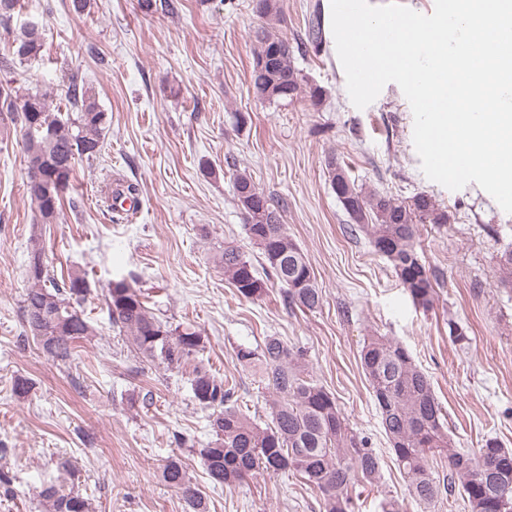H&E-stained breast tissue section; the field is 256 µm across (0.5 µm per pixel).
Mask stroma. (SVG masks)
I'll use <instances>...</instances> for the list:
<instances>
[{
    "label": "stroma",
    "mask_w": 512,
    "mask_h": 512,
    "mask_svg": "<svg viewBox=\"0 0 512 512\" xmlns=\"http://www.w3.org/2000/svg\"><path fill=\"white\" fill-rule=\"evenodd\" d=\"M20 0L0 26V57L15 35L38 25L37 59L0 64V88L46 94L70 112V78L96 94L110 123L100 155L75 166L71 201L55 224H39L26 197L22 131L0 112V512H43L39 494L55 485L90 499L93 512H183L160 467L182 459L210 512H322L317 489L294 476L261 473L213 489L199 455L207 413L188 373L141 361L111 327L103 294L135 277L149 307L171 326L198 327L197 356L236 386L238 404L266 418L265 392L236 358L276 336L300 348L316 384L333 394L351 428L380 459L378 484L357 487L353 512H379L391 495L409 499L360 365L371 334L400 342L428 376L458 447L498 438L512 450V288L497 286V255L512 246V214L477 184L451 191L429 180L413 143L414 119L401 88L384 86L356 108L333 42L320 54L294 52L305 84L324 92L318 107L262 101L252 82L262 23L255 0ZM335 156L357 186L408 199L424 192L449 211L447 224L420 227L419 253L439 274L431 309L415 305L386 257L351 220L326 168ZM249 173L308 255L321 309L288 308L280 285L242 298L214 262L225 244L256 268L266 262L248 239L234 201L233 170ZM134 184L142 210L113 211L110 184ZM40 235L55 273L85 271L87 313L96 335L55 362L27 333L22 300L27 248ZM462 328L457 342L450 323ZM32 381L12 394L16 377ZM187 436L177 444L176 434Z\"/></svg>",
    "instance_id": "stroma-1"
}]
</instances>
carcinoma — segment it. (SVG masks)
Instances as JSON below:
<instances>
[{
    "label": "carcinoma",
    "instance_id": "1",
    "mask_svg": "<svg viewBox=\"0 0 512 512\" xmlns=\"http://www.w3.org/2000/svg\"><path fill=\"white\" fill-rule=\"evenodd\" d=\"M325 43L323 15L316 10L306 21L298 49L322 51ZM43 41L34 25L26 26L15 39L14 55L21 60L41 55ZM279 52L273 67L252 70L257 96L270 103L288 105L307 97L316 107L322 99L320 88L303 87L299 71L292 64L288 39L261 31L254 59ZM67 95L77 112L62 118L50 111L46 98L29 95L16 104L12 93L0 88V105L18 113L24 129V153L29 172L26 195L36 213L37 223L53 224L64 194L70 189L76 161L95 157L109 124L95 94L79 88L71 79ZM328 175L341 186V205L357 230L383 251L402 287L413 302L429 309L434 301L437 276L422 262L419 225L446 224L448 215L428 194L409 200L394 198L355 186L345 169L332 157ZM234 200L244 221V230L271 269L272 275L258 276L251 260L233 245L224 246L216 263L224 279L246 299L267 295L270 279L283 287L284 301L302 310L314 311L323 304L307 255L288 235L285 225L270 222L279 209L245 172L232 174ZM252 189L247 197L240 192ZM29 288L23 297V317L31 336L44 353L56 361L73 356L76 343L94 335L85 313L90 293L85 272L74 271L62 280L45 259L39 240L32 239L27 265ZM494 278L498 285L512 287V250L497 257ZM104 302L112 327L123 335L145 359L178 368L195 360L203 348V336L192 325L171 327L147 306L135 281L120 279L108 284ZM240 364L258 372L268 398L271 422L262 426L233 400L234 392L224 379L202 367H195L190 379L194 401L210 411L212 440L199 450L213 488L241 483L256 471L294 472L322 495V512H350L352 493L361 483L380 479V461L358 437L323 387L304 377L305 362L300 349L276 336L266 338L256 352L240 347ZM362 370L372 389L386 437L407 482L409 495L427 508L443 500V493L459 492L468 512H512V450L495 437L484 439L476 452L461 451L444 429L442 407L434 396L430 379L415 364L400 343L374 334L360 352ZM448 461V479L441 485L432 470L433 457ZM489 471L492 478L483 479ZM163 481L181 494L184 512H209V503L193 484L182 461L170 457L162 467ZM45 512H90L88 500L79 493H65L55 486L40 492Z\"/></svg>",
    "mask_w": 512,
    "mask_h": 512
}]
</instances>
